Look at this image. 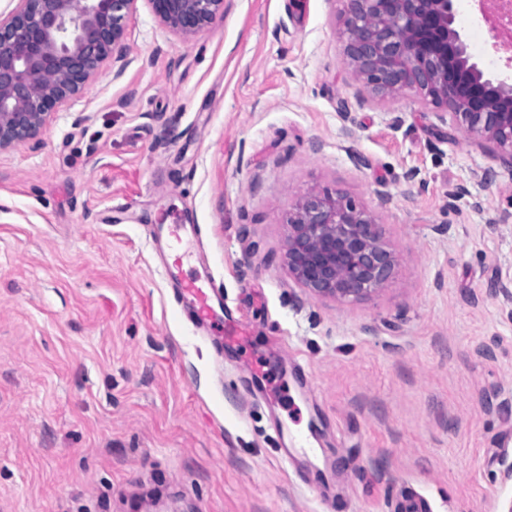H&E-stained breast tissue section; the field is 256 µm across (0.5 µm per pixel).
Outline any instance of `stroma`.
Segmentation results:
<instances>
[{"mask_svg":"<svg viewBox=\"0 0 512 512\" xmlns=\"http://www.w3.org/2000/svg\"><path fill=\"white\" fill-rule=\"evenodd\" d=\"M340 0H224L184 40L148 0L37 139L0 151V512H505L512 504V158L379 98ZM454 27L507 53L471 0ZM371 210L397 259L350 303L284 260L297 194ZM193 224L163 273L153 227ZM206 275L225 320L185 318ZM259 368L275 400L248 387Z\"/></svg>","mask_w":512,"mask_h":512,"instance_id":"obj_1","label":"stroma"}]
</instances>
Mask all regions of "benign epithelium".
Returning a JSON list of instances; mask_svg holds the SVG:
<instances>
[{
	"mask_svg": "<svg viewBox=\"0 0 512 512\" xmlns=\"http://www.w3.org/2000/svg\"><path fill=\"white\" fill-rule=\"evenodd\" d=\"M0 14V150L39 136L100 67L122 60L138 0H16ZM158 21L188 39L224 15V0H148ZM345 55L374 95L408 92L438 118L496 144L512 165V82L484 77L453 27L454 0H341ZM288 272L309 293L339 302L370 297L396 257L381 225L339 194L296 197Z\"/></svg>",
	"mask_w": 512,
	"mask_h": 512,
	"instance_id": "1",
	"label": "benign epithelium"
}]
</instances>
